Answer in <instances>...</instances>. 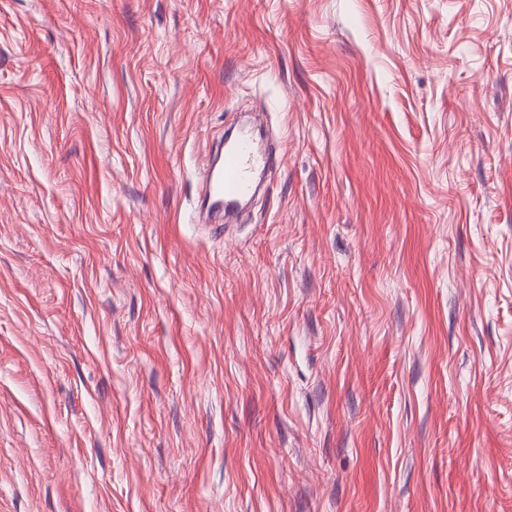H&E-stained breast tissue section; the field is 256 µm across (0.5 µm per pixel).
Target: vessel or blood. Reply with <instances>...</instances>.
<instances>
[{"instance_id":"1","label":"vessel or blood","mask_w":512,"mask_h":512,"mask_svg":"<svg viewBox=\"0 0 512 512\" xmlns=\"http://www.w3.org/2000/svg\"><path fill=\"white\" fill-rule=\"evenodd\" d=\"M271 165V155L254 146L251 133H241L219 149L210 165L199 194L201 206L212 216L223 217L227 205L252 194L256 173Z\"/></svg>"}]
</instances>
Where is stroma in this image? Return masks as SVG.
<instances>
[{
  "instance_id": "stroma-1",
  "label": "stroma",
  "mask_w": 512,
  "mask_h": 512,
  "mask_svg": "<svg viewBox=\"0 0 512 512\" xmlns=\"http://www.w3.org/2000/svg\"><path fill=\"white\" fill-rule=\"evenodd\" d=\"M0 512H512V0H0ZM250 132L241 133L234 141L223 144L216 160L205 175L199 202L212 216L224 220L225 207L252 194L255 175L272 165L270 154L256 148Z\"/></svg>"
}]
</instances>
